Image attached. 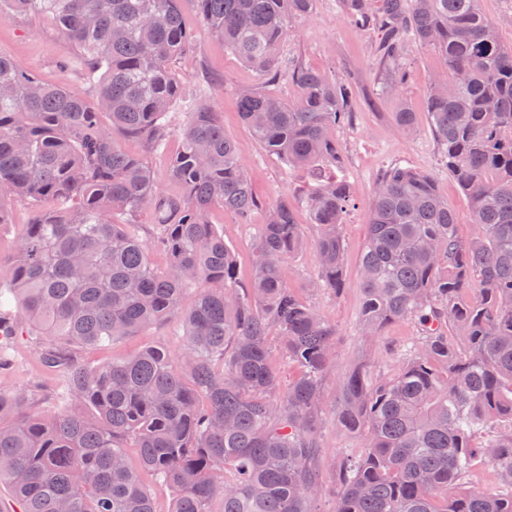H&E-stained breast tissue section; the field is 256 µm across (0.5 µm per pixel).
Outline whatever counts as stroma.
<instances>
[{"label":"stroma","mask_w":512,"mask_h":512,"mask_svg":"<svg viewBox=\"0 0 512 512\" xmlns=\"http://www.w3.org/2000/svg\"><path fill=\"white\" fill-rule=\"evenodd\" d=\"M180 7L193 39L191 49L174 61L175 73L188 90L204 88L217 110L222 112L224 132L240 149L255 196L267 204L287 197L309 242L302 252L285 260L283 272L288 285L336 327V360L326 376L329 388L321 437L323 456L332 461L360 454L359 440L336 425L332 412L337 397L334 385L362 361L381 371L395 369L400 346L418 334L414 321L404 319L388 325L382 339L374 345H367L360 336L359 260L366 244L368 208L377 181L395 165L431 174L440 193L447 197L456 212L459 234L467 238L475 231L468 203L445 165L428 112L430 86L433 80L448 78V62L433 49L409 46L401 61L409 74L408 81L399 97L386 96L382 92L384 75L374 59L379 33L357 27L338 11L336 0H317L313 15L299 25L297 40L282 46L281 57L302 61L308 68L352 83L349 119L336 132L345 151V160L338 167L322 164L314 170L291 169L254 141L238 112L235 91L241 86L258 84L256 72L225 48L222 39L200 25L192 0H182ZM0 50L11 53L35 71L43 82L63 81L74 90L83 93L89 90L78 47L64 37L50 18L18 16L0 21ZM64 59L71 63L66 72L59 68ZM401 110L414 116L411 134H403L395 126L394 114ZM317 173L342 180L352 190L341 227L346 287L339 294L317 285L318 264L313 244L321 229L313 224L303 199ZM263 217V210H255L251 224L246 225L218 209L212 215L214 223L224 227V241L236 258L238 282L243 287L249 284L253 227L262 223ZM184 343L183 321L173 316L145 334L121 338L105 348L84 349L80 355L84 361L97 363L147 346H159L177 356ZM13 355L14 363L0 375V384L32 390L33 407L39 414L49 415L61 409L63 380L42 366L38 347L24 341L15 345Z\"/></svg>","instance_id":"1"}]
</instances>
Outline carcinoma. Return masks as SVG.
<instances>
[{
  "label": "carcinoma",
  "instance_id": "carcinoma-1",
  "mask_svg": "<svg viewBox=\"0 0 512 512\" xmlns=\"http://www.w3.org/2000/svg\"><path fill=\"white\" fill-rule=\"evenodd\" d=\"M480 0H336L383 33L385 94L400 95L411 43L448 60L428 111L448 171L478 233L457 231L432 175L395 166L370 203L360 257V330L415 320L421 336L399 366L361 364L336 382V423L363 451L332 469L321 455L326 372L336 327L288 286L282 261L306 246L288 198L264 206L248 291L211 222L261 207L241 153L204 94L183 91L172 62L191 45L180 0H0V18L48 16L83 52L93 100L42 82L0 51V224L22 201L35 211L0 264V370L25 336L65 377L68 407L46 419L23 387H0V482L18 512H157L140 470L174 490L169 512H512V47ZM205 29L268 82L240 87L254 139L291 168L340 164L334 136L353 87L279 47L316 0H195ZM181 145L159 186L149 157L167 150L170 111ZM139 139L144 155L117 137ZM350 187L319 181L307 200L321 286L346 287L340 235ZM154 215L150 239L137 215ZM168 257L159 268L150 243ZM183 311L180 356L157 348L94 365L78 351L139 335ZM278 339L300 375L283 389ZM138 449L139 466L127 449ZM492 473L497 488L478 480Z\"/></svg>",
  "mask_w": 512,
  "mask_h": 512
}]
</instances>
